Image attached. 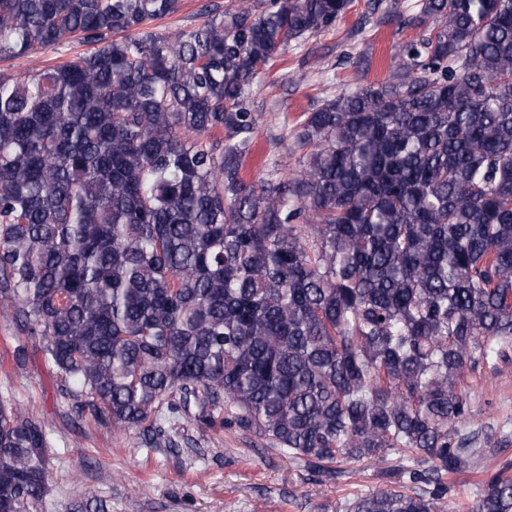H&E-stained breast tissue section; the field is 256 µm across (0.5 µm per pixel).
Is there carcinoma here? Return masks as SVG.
Masks as SVG:
<instances>
[{
  "instance_id": "cac0c4a2",
  "label": "carcinoma",
  "mask_w": 512,
  "mask_h": 512,
  "mask_svg": "<svg viewBox=\"0 0 512 512\" xmlns=\"http://www.w3.org/2000/svg\"><path fill=\"white\" fill-rule=\"evenodd\" d=\"M353 0H0V314L94 421L155 448L198 420L328 476L353 512H442L478 449L468 376L512 348V0H414L389 78L304 113L292 177L248 181L252 94ZM46 428L0 404V512L47 494ZM506 462L474 512H512ZM181 6L177 13L163 20H158L153 27L161 32L175 33L183 29H189L199 23L198 9L206 0H180ZM89 48V46L80 43L79 41H72L59 47L57 50L42 51L28 57L0 60V72L17 74L36 68L55 65L75 56L76 54L86 52Z\"/></svg>"
}]
</instances>
